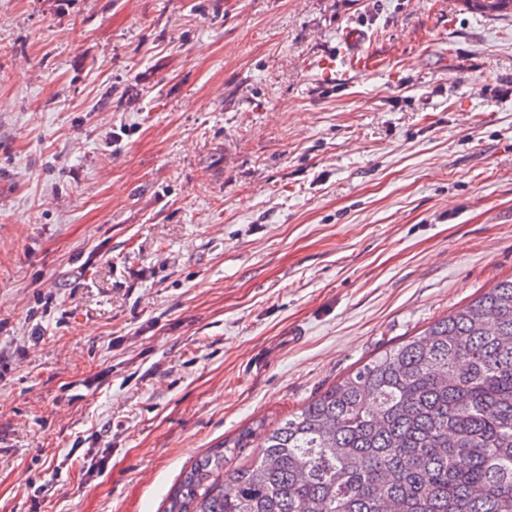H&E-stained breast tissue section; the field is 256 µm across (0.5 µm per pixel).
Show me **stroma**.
Masks as SVG:
<instances>
[{
    "label": "stroma",
    "instance_id": "35a3bbf8",
    "mask_svg": "<svg viewBox=\"0 0 512 512\" xmlns=\"http://www.w3.org/2000/svg\"><path fill=\"white\" fill-rule=\"evenodd\" d=\"M510 277L512 17L0 0V512H162Z\"/></svg>",
    "mask_w": 512,
    "mask_h": 512
}]
</instances>
